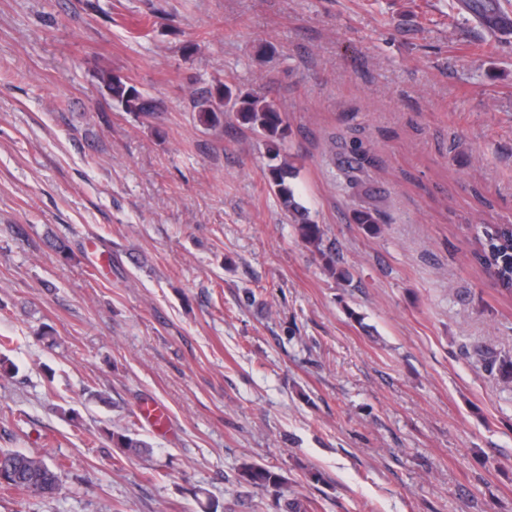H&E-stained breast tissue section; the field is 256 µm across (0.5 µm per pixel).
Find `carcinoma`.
<instances>
[{"label": "carcinoma", "mask_w": 512, "mask_h": 512, "mask_svg": "<svg viewBox=\"0 0 512 512\" xmlns=\"http://www.w3.org/2000/svg\"><path fill=\"white\" fill-rule=\"evenodd\" d=\"M470 8L490 29L497 28L508 18V12L497 4V0H471ZM104 84L112 102L122 111L143 114L156 111L152 99L120 77L108 76ZM193 103L203 126L211 129L219 127L224 124V113L233 112L239 122L265 142L273 158L280 156V146L288 137V122L284 111L275 101L258 93L236 92L227 83L218 80L210 88L197 92ZM368 163L370 158L367 152L362 150L361 145H353L350 155L343 161L349 187L358 185L359 173ZM296 177L297 168L287 159L268 166L266 178L270 189L297 222L301 238L319 250L323 243V232L297 200ZM351 220L371 234L377 233L382 223L381 214L374 207L362 206L353 210ZM475 258L492 273L504 290L512 292V224L480 225ZM110 439L114 447L122 448L128 454L141 456L149 451V444L134 437V433L127 429L110 433ZM0 471L9 477L6 483L0 481L4 489L45 496L58 489L62 465L50 463L39 454L23 455L16 450L0 448ZM239 477L244 484L264 491L278 488L286 482L281 473L255 462L243 463Z\"/></svg>", "instance_id": "1"}]
</instances>
